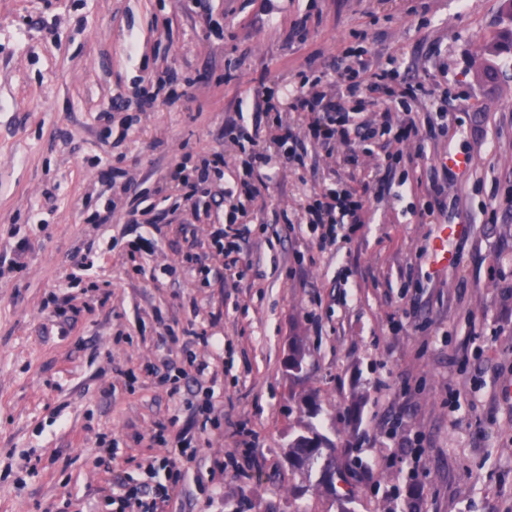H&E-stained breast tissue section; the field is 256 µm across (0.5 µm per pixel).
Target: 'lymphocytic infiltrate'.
<instances>
[{
	"label": "lymphocytic infiltrate",
	"mask_w": 512,
	"mask_h": 512,
	"mask_svg": "<svg viewBox=\"0 0 512 512\" xmlns=\"http://www.w3.org/2000/svg\"><path fill=\"white\" fill-rule=\"evenodd\" d=\"M338 75L345 85V96H330L323 89L329 81L328 73H320L313 80L299 84L288 91L285 98L289 111L300 115L306 123L312 139L322 146L335 144L352 145L358 141H367L381 134L394 137L395 140L417 133L415 121H408L402 129H394L390 119L393 109L403 105L406 99L416 98L424 91L422 82L399 80L396 71L372 65L367 60H357L355 66L341 67ZM402 81L401 89H394V81ZM358 99L360 104L380 108L385 120L379 130H371L362 120L359 111L346 110L342 104L343 97ZM267 107L275 112L273 126L262 138L243 134L242 139L248 144L247 160L243 177L232 187L220 191V199H255L259 185L272 181L273 170L290 165L301 166L305 163L307 146L301 139L296 127L290 121L279 117V106L268 102ZM364 197L360 194L329 193L323 199L315 201L307 208V222L311 227L320 229V246L336 244L338 239L337 216L347 217L349 223L359 224L363 221ZM112 501L120 507H134L138 512H165L170 501L169 491H158L144 484L138 488H128L121 476L112 478Z\"/></svg>",
	"instance_id": "obj_1"
}]
</instances>
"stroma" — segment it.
<instances>
[{"mask_svg": "<svg viewBox=\"0 0 512 512\" xmlns=\"http://www.w3.org/2000/svg\"><path fill=\"white\" fill-rule=\"evenodd\" d=\"M209 4L206 19L186 0H0V256L32 244L25 267L0 271V512H114L113 475L143 481L192 423V379L174 395L154 376L188 369L163 329L194 320L215 341L190 349L209 365L216 423L168 512H338L341 495L352 512H512V53L486 52L504 0ZM350 50L424 81L395 127L444 105L447 134L376 139L354 164L344 147L309 146L306 167L279 169L247 206V278L188 272L187 253L223 259L187 187L158 202L169 167L193 175L220 149L234 185V137L271 123L253 89L282 98ZM489 61L492 83L478 76ZM171 72L173 90L140 111L142 77ZM451 151L469 167L443 169ZM114 168L131 192L102 224ZM435 179L443 208L429 218ZM330 188L367 189V216L322 249L283 216ZM135 195L158 203L150 254L123 238ZM447 224L464 230L440 267ZM77 257L92 268L72 288ZM314 432L346 474L335 490L319 466L288 463L289 441Z\"/></svg>", "mask_w": 512, "mask_h": 512, "instance_id": "35a3bbf8", "label": "stroma"}]
</instances>
